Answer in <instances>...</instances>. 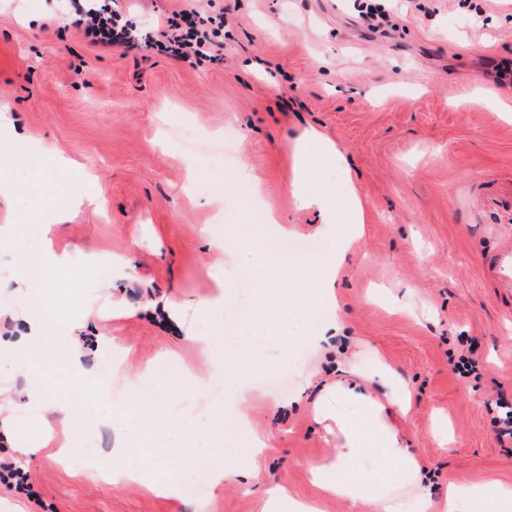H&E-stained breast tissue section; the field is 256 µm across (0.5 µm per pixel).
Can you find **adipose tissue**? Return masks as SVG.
Wrapping results in <instances>:
<instances>
[{
	"mask_svg": "<svg viewBox=\"0 0 512 512\" xmlns=\"http://www.w3.org/2000/svg\"><path fill=\"white\" fill-rule=\"evenodd\" d=\"M314 147L319 150L322 164L335 170L344 185L342 197L312 187L307 174V159ZM290 191L299 208L319 214L321 222L316 234L328 241L330 247L320 256L291 254L265 259L267 277L258 286V313L244 330L271 336L282 345L303 337L308 319L316 314L320 315L322 322L320 340H328L329 336L338 333L334 288L339 260L357 234L365 214L364 203L352 185L345 158L333 143L313 131L306 133L295 146ZM54 225L52 213H45L43 224L37 227L43 247L34 257L19 256V241L0 232V250L17 254L11 277L16 292L36 296L40 303L36 309L13 307V314L24 321L27 332L13 341L0 342V378L20 376L26 381L23 401L15 404L13 414L0 416V436L8 439L14 436L15 419L21 415L38 417L51 413L63 422L74 419L73 402L57 396L41 378L37 368L45 326L41 309L49 305L51 292L35 273L72 261L68 251L53 248L51 235ZM283 273L288 274V283L293 285L300 281L314 283V294L307 295L294 288L286 290V283L278 280ZM142 381V386L131 391L120 403L127 429L126 446L110 456L98 455L89 466L109 483L143 482L156 495L175 499L182 492L175 465L186 459L183 435L188 432L205 434L213 445H221L224 408L217 404L205 408L204 418L186 420L174 406L175 401L184 395L179 389L169 392L172 406L160 415L152 404L151 386L157 383V376L147 374ZM315 416L320 421L335 420L344 438L331 463L307 469L310 482L322 496L345 500L355 508L369 504L374 512H403L404 497L400 489L408 485L414 490L419 503L429 505L427 477L413 457H397V433L388 421L385 406L377 398L359 385L340 384L321 400ZM368 453L393 460L382 482L363 478L355 472L356 462ZM439 512H512V486L500 483L450 486Z\"/></svg>",
	"mask_w": 512,
	"mask_h": 512,
	"instance_id": "adipose-tissue-1",
	"label": "adipose tissue"
}]
</instances>
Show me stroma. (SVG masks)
<instances>
[{
  "instance_id": "1",
  "label": "stroma",
  "mask_w": 512,
  "mask_h": 512,
  "mask_svg": "<svg viewBox=\"0 0 512 512\" xmlns=\"http://www.w3.org/2000/svg\"><path fill=\"white\" fill-rule=\"evenodd\" d=\"M361 0H201L203 15L224 17V60L190 68L166 55H126L91 45L73 25L69 0H0V105L28 143L0 152L15 188L0 196V225H14L32 252L43 208L34 195L54 184L56 248H94L132 259L137 273L86 264L51 271L58 308L55 335L101 336L126 347L111 393L89 380L70 389L44 350L43 375L61 396L74 394L80 422L96 425L109 452L124 434L113 411L145 367L181 386L185 370L208 362L184 338L207 327L225 346L238 326L201 313L223 275L232 300L256 266L226 264L214 245L250 254L279 248L261 218L274 208L295 229L296 250L319 254L320 219L297 209L290 193L292 154L304 131L333 141L365 205L362 233L336 284L341 351L298 342L288 356L267 348L251 396L224 407L223 467L232 470L251 434L268 448L260 467L211 491L203 473L196 496L170 499L138 485H109L87 467L54 459L70 428L45 417L20 422L18 446L53 434L28 469L31 494L0 484V512H264V492L285 487L322 512H349L320 499L308 466L332 460L342 438L317 423L311 406L336 383L356 382L380 399L412 394L408 418L394 417L404 452L432 477V498L449 484L512 485V442L499 441L498 396L512 400V0H378L367 24ZM470 104L460 109L456 100ZM192 127L206 148L187 151L178 136ZM65 158L49 166L48 156ZM262 186L234 189L239 163ZM108 197L107 211L73 210L86 175ZM106 288L123 313L98 317ZM186 306L181 326L151 317L150 304ZM474 354L479 378L460 376L459 356ZM391 366V380L377 377Z\"/></svg>"
}]
</instances>
